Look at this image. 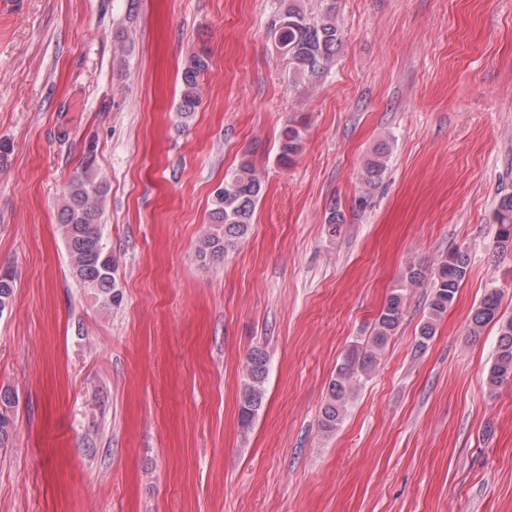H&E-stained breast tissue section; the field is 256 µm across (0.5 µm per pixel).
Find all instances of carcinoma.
<instances>
[{"label": "carcinoma", "mask_w": 512, "mask_h": 512, "mask_svg": "<svg viewBox=\"0 0 512 512\" xmlns=\"http://www.w3.org/2000/svg\"><path fill=\"white\" fill-rule=\"evenodd\" d=\"M283 2L282 11L269 27L270 38L277 51L288 60L289 80L295 85L311 83L329 67L340 43L336 0H326L322 11L315 17L308 16L298 0ZM207 68L208 56L203 51L189 56L183 65L177 112L184 120L197 111L199 79ZM302 142L303 133L298 122H288L279 144V163L292 164L302 150ZM389 152V143L382 142L366 160L361 173L366 186L380 180ZM261 191V178L247 161L224 178L223 189L213 193L209 227L198 245L199 257L220 262L236 248L253 224ZM108 192V183L96 170L95 145L90 143L85 148L80 171L73 174L64 187L58 224L71 279L94 295L102 308L110 310L121 301V293L117 289V264L103 239L102 217ZM495 223L499 226L495 248L505 251L512 246L511 192L500 195ZM469 266L468 253L457 249L447 252L429 269L420 265L407 268L406 284L413 286L426 279L432 281L428 316L420 326L416 350L427 347L434 336L435 325L455 301ZM14 291L12 273L0 271V316L11 308ZM406 298V289L393 291L380 310L369 336L346 350L335 377L328 384L321 410L320 427L323 432L332 433L342 423L357 387L372 372L379 352L398 329ZM501 306V290L489 288L472 309L469 320L470 335L475 337L490 324L498 327L494 358L486 376L491 390L512 383V316L505 315ZM267 376L266 352L252 350L246 357L240 397L239 423L244 429L251 427L262 407ZM15 403L12 391L1 388L0 447L3 448L8 442L12 424L10 412Z\"/></svg>", "instance_id": "carcinoma-1"}]
</instances>
